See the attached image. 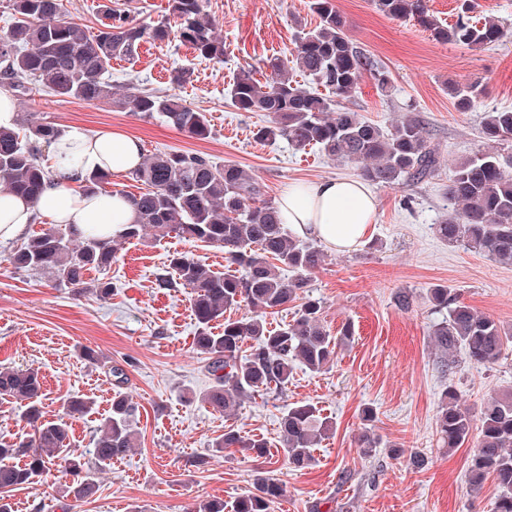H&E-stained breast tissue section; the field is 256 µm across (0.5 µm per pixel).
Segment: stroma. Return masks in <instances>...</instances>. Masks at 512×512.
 <instances>
[{"label": "stroma", "instance_id": "1", "mask_svg": "<svg viewBox=\"0 0 512 512\" xmlns=\"http://www.w3.org/2000/svg\"><path fill=\"white\" fill-rule=\"evenodd\" d=\"M335 3L350 20L354 45L391 79L383 90L363 76L348 107L385 128L413 114L440 153L432 180L401 189L373 186L377 217L363 243L347 253H328L311 277L325 328L351 323L353 338L338 348L325 372L295 365L283 396H257L215 414L198 400L211 380L205 356L193 347L188 293L158 287L156 276L176 250L225 271L223 250L176 238L124 244L109 271L88 274L112 281L114 291L103 300L15 269L7 260L12 244H0V366L39 370L45 418H55L70 396L94 399L91 413L70 422L80 450H92L99 419L118 392L135 405L139 432L137 447L100 472L97 492L85 501L69 496L70 478L57 466L37 488L13 492L16 512H188L203 499L232 503L251 488L260 467L285 489L274 512H492L494 483L485 481L474 493L467 481L473 443L451 452L441 448L435 416L446 382H453L475 416L490 397L511 390L512 344L493 365L463 361L452 378L441 377L430 336L438 316L428 294L436 286L453 288L478 311L512 326V266L448 245L432 229L445 213L444 189L456 161L483 146L485 113L512 109V0H476L477 15L495 17L504 29L500 42L480 48L436 41L415 22L387 18L371 0ZM205 11L224 41L223 61L198 58L176 42L146 44L137 56L113 61L110 80L119 93L131 83L155 92L177 90L206 114L208 138L114 110L108 101L50 96L33 83L15 94L18 112L39 113L64 130L119 129L138 138L147 155L177 150L236 163L273 201L299 181L356 177L353 165L329 160L318 149L298 152L284 140L256 141L253 132L264 114L237 111L227 95L241 69L257 70L269 56L290 55L296 24H318L309 0H205ZM181 69L191 71L190 81L172 86L174 71ZM476 79L484 85L480 106L459 111L449 84ZM402 292L411 295L410 308L398 304ZM86 348L102 353V362L84 360ZM115 366L124 370L125 383L115 384ZM297 402L316 405L336 423L302 472L288 469L277 452L280 418ZM366 407L376 415L373 431L381 440L369 457L356 443ZM230 428L264 437L271 455L258 460L238 448L214 453V443ZM395 446L401 456L391 455ZM414 453L424 457V468L411 466ZM196 457L206 458V465L192 467Z\"/></svg>", "mask_w": 512, "mask_h": 512}]
</instances>
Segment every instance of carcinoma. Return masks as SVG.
<instances>
[{"label": "carcinoma", "mask_w": 512, "mask_h": 512, "mask_svg": "<svg viewBox=\"0 0 512 512\" xmlns=\"http://www.w3.org/2000/svg\"><path fill=\"white\" fill-rule=\"evenodd\" d=\"M373 3L388 18L413 20L443 43L482 47L502 37L495 21L472 19V0H460L456 21L448 25L430 13L429 0ZM169 7L177 19L174 27L162 21L136 24L129 11L107 6L104 21L89 37L61 17V0H9L13 22L0 32V83L23 92L31 81L54 96L88 102L109 99L122 112L206 138L210 134L206 115L176 93L134 87L122 95L112 93V60L134 56L144 43L178 41L205 59L224 57V41L214 19L204 11L203 0H169ZM310 8L319 24L298 35L295 61L327 93L293 84L288 60L279 56L267 59L263 81L251 69L240 70L230 87V101L239 112L266 114L267 125L257 129L256 139H284L296 151L317 147L333 161L355 165L361 180L384 187L403 188L437 176L438 151L415 116L407 115L385 130L343 105L356 93L364 74L384 88L388 72L353 45L350 21L334 0H311ZM482 93L478 81L450 87L462 112L474 110ZM60 132L33 112L24 114L13 128H0V187L37 200L53 181L52 170L38 155ZM481 137L492 147L455 166L444 192L448 212L435 225V232L450 245L512 266V110L486 113ZM132 179L147 190L124 194L139 221L123 235L85 237L52 225L22 239L9 255V263L19 270L45 273L78 293L89 290L105 299L112 295L111 283L92 284L85 274L111 268L122 244L174 237L224 249L229 265L240 268L241 274L216 273L202 257L187 251L170 254L169 271L157 278L160 288L179 285L189 290L196 320L193 345L206 355L211 376V385L200 398L219 414L259 393H282L296 362L316 373L333 362L337 346L351 340L353 328L346 323L331 336L322 324V301L308 294L311 275L322 267L325 253L292 233L278 206L265 198L253 177L235 163L171 151L145 158ZM283 269L290 275H283ZM294 302L298 312L291 322L267 327L266 315ZM429 302L442 315L431 336L438 370L444 376L455 373L459 351L477 365H493L512 343V326L477 312L451 288L430 289ZM241 305L248 308L247 313L225 320L222 331H212V322L224 317V311ZM247 341L250 353L242 356ZM43 389L42 377L34 368H0V396L23 404V418L31 428L30 435L18 442L0 437V512H14L11 491L39 485L55 466L72 476L68 494L82 501L96 491L97 471L137 446L136 408L120 394L95 429L93 459H86L72 444L67 419L88 414L94 401L72 396L63 402L62 415L48 420L41 410ZM280 425L284 461L294 470L312 465L313 448L334 429L333 422L311 403L288 408ZM435 425L439 440L450 451L477 434L467 467L470 487L477 492L487 478H493L499 489L494 512H512V393L488 402L476 427L465 401L450 383L442 390ZM231 447L260 458L268 455L263 438L244 436L233 428L214 444L217 453ZM283 493V485L259 469L252 489L232 505L206 499L195 503L190 512H272Z\"/></svg>", "instance_id": "1"}]
</instances>
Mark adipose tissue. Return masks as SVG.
<instances>
[{"label": "adipose tissue", "mask_w": 512, "mask_h": 512, "mask_svg": "<svg viewBox=\"0 0 512 512\" xmlns=\"http://www.w3.org/2000/svg\"><path fill=\"white\" fill-rule=\"evenodd\" d=\"M49 152L54 183L37 201L0 194V243L21 239L40 216L84 235L115 236L125 225L136 223L137 211L122 197L87 193L74 186L76 178L85 174L133 173L143 155L136 137L120 130H75L58 137ZM278 208L295 235L347 252L360 245L375 222L377 199L360 180L336 178L289 187Z\"/></svg>", "instance_id": "ef3b65f1"}]
</instances>
